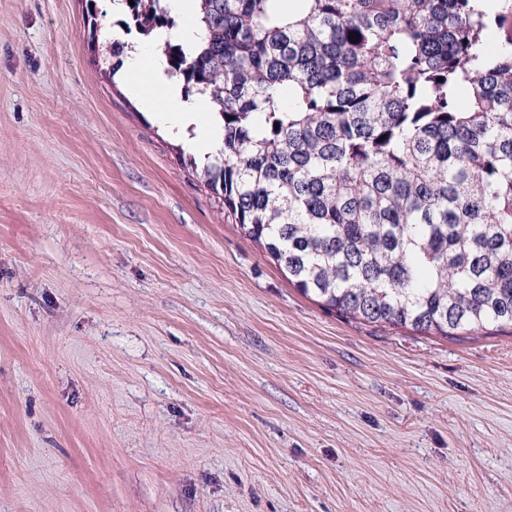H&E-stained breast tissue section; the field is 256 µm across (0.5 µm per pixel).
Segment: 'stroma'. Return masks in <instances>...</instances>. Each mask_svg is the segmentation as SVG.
Instances as JSON below:
<instances>
[{
  "mask_svg": "<svg viewBox=\"0 0 512 512\" xmlns=\"http://www.w3.org/2000/svg\"><path fill=\"white\" fill-rule=\"evenodd\" d=\"M0 0V512H512V327L300 293L105 60Z\"/></svg>",
  "mask_w": 512,
  "mask_h": 512,
  "instance_id": "1",
  "label": "stroma"
}]
</instances>
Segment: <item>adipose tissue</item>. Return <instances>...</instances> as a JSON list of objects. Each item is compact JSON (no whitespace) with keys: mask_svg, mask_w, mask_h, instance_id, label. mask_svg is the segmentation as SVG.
<instances>
[{"mask_svg":"<svg viewBox=\"0 0 512 512\" xmlns=\"http://www.w3.org/2000/svg\"><path fill=\"white\" fill-rule=\"evenodd\" d=\"M127 54L129 87L145 109L163 111L176 133L193 131L189 147L199 157L216 154L223 146L224 131L208 119L205 101L184 97L180 83L166 73L152 47L135 45Z\"/></svg>","mask_w":512,"mask_h":512,"instance_id":"1","label":"adipose tissue"}]
</instances>
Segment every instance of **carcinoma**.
I'll list each match as a JSON object with an SVG mask.
<instances>
[{"label":"carcinoma","mask_w":512,"mask_h":512,"mask_svg":"<svg viewBox=\"0 0 512 512\" xmlns=\"http://www.w3.org/2000/svg\"><path fill=\"white\" fill-rule=\"evenodd\" d=\"M195 2L190 44L164 0L124 25L222 120L224 218L344 320L512 325V0Z\"/></svg>","instance_id":"1"}]
</instances>
